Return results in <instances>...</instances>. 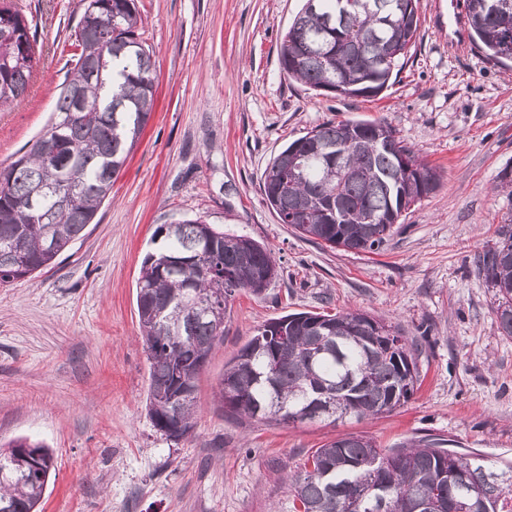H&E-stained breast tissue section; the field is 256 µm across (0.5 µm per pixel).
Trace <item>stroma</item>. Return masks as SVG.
<instances>
[{
  "label": "stroma",
  "mask_w": 512,
  "mask_h": 512,
  "mask_svg": "<svg viewBox=\"0 0 512 512\" xmlns=\"http://www.w3.org/2000/svg\"><path fill=\"white\" fill-rule=\"evenodd\" d=\"M42 54L28 97L0 112V163L47 127L86 0H14ZM303 0H136L154 62L147 126L82 237L33 278L0 286V446L43 443L53 467L40 512H291L287 479L305 454L348 433L382 448L434 439L512 463V338L477 257L512 216L495 191L512 165V62L417 0L405 68L374 98L318 94L279 65ZM385 120L440 184L376 253L331 248L280 223L261 175L326 122ZM203 217L271 250L277 277L236 293L199 377L191 433L173 440L146 409L149 361L136 309L157 229ZM358 311L398 326L422 383L383 417L275 424L224 408V365L264 321Z\"/></svg>",
  "instance_id": "stroma-1"
}]
</instances>
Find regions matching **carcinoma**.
<instances>
[{"label":"carcinoma","mask_w":512,"mask_h":512,"mask_svg":"<svg viewBox=\"0 0 512 512\" xmlns=\"http://www.w3.org/2000/svg\"><path fill=\"white\" fill-rule=\"evenodd\" d=\"M407 0H305L279 47L281 71L315 91L342 85L344 97H372L389 86L415 44L417 15ZM467 21L489 54L512 61V0H466ZM135 0H88L71 67L48 140L35 139L0 165V285L51 265L81 237L135 147L153 110V63ZM41 52L13 0H0V108L21 102ZM83 91L77 106L68 93ZM413 168L407 177L402 161ZM437 173L383 120L317 126L280 151L263 172L264 199L282 224L330 247L378 251L412 206L438 187ZM160 251L144 258L136 287L139 325L150 361L147 409L153 426L178 440L193 429L196 396L182 397L176 371L192 375L224 329L194 299L224 289L260 294L277 276L272 253L200 217L160 226ZM477 269L495 290L502 335L512 337V219L495 231ZM288 328V346L275 342ZM217 397L232 413L268 422H312L302 412L326 393L338 418L379 417L404 405L420 386L414 349L401 330L364 313L300 312L270 319L225 365ZM24 448L0 451V466ZM503 468L437 443L379 448L347 434L306 454L289 478L293 512H415L437 495L444 512H512ZM47 481L37 474L0 481V512H36Z\"/></svg>","instance_id":"cac0c4a2"}]
</instances>
